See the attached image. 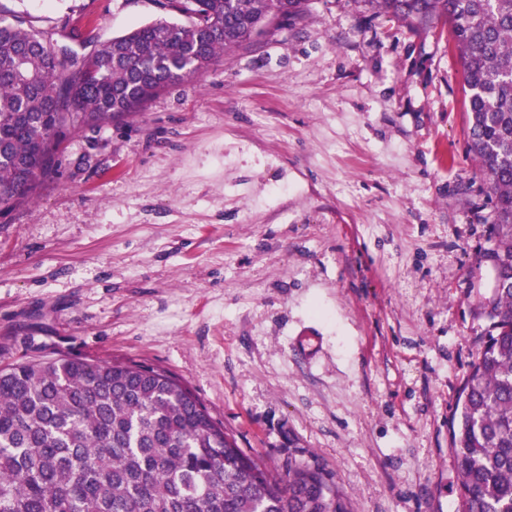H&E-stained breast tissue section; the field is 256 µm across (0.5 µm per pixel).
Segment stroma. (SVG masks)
Here are the masks:
<instances>
[{
  "label": "stroma",
  "mask_w": 512,
  "mask_h": 512,
  "mask_svg": "<svg viewBox=\"0 0 512 512\" xmlns=\"http://www.w3.org/2000/svg\"><path fill=\"white\" fill-rule=\"evenodd\" d=\"M16 15L77 49L166 12L0 0ZM468 97L449 31L311 0L140 112L68 135L58 175L0 212V367L159 366L267 465L294 434L353 512H459L450 422L494 222Z\"/></svg>",
  "instance_id": "stroma-1"
}]
</instances>
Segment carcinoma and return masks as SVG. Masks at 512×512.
I'll return each mask as SVG.
<instances>
[{
    "label": "carcinoma",
    "mask_w": 512,
    "mask_h": 512,
    "mask_svg": "<svg viewBox=\"0 0 512 512\" xmlns=\"http://www.w3.org/2000/svg\"><path fill=\"white\" fill-rule=\"evenodd\" d=\"M412 27L451 26L469 90V151L494 203L497 288L452 425L461 512H512V0H366ZM309 0H165L158 19L78 53L0 20V212L56 171L61 134L139 111L246 48ZM0 512H351L288 437L273 471L165 369L66 356L0 368Z\"/></svg>",
    "instance_id": "1"
}]
</instances>
